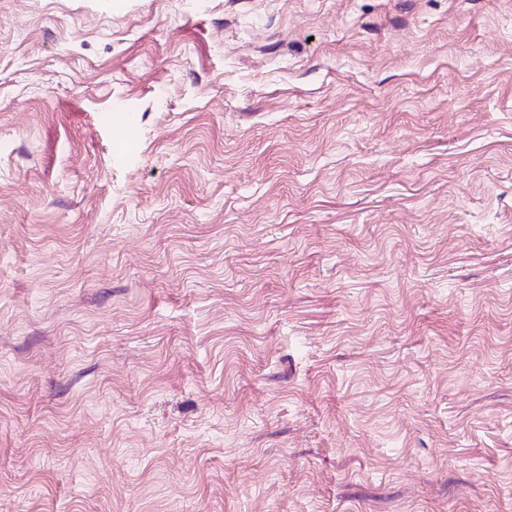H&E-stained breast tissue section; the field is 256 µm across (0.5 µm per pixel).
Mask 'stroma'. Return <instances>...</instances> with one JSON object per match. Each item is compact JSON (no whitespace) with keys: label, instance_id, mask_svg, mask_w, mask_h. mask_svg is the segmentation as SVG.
<instances>
[{"label":"stroma","instance_id":"1","mask_svg":"<svg viewBox=\"0 0 512 512\" xmlns=\"http://www.w3.org/2000/svg\"><path fill=\"white\" fill-rule=\"evenodd\" d=\"M0 512H512V0H0Z\"/></svg>","mask_w":512,"mask_h":512}]
</instances>
